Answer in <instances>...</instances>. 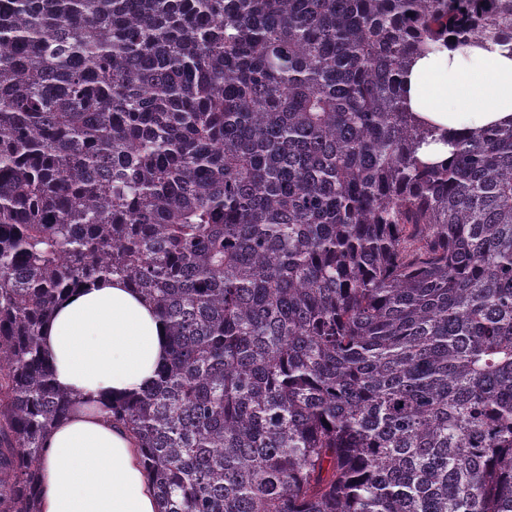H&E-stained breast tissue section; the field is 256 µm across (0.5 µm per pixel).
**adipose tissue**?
I'll list each match as a JSON object with an SVG mask.
<instances>
[{
	"label": "adipose tissue",
	"instance_id": "ef3b65f1",
	"mask_svg": "<svg viewBox=\"0 0 512 512\" xmlns=\"http://www.w3.org/2000/svg\"><path fill=\"white\" fill-rule=\"evenodd\" d=\"M402 85L413 115L438 138L431 162L451 158L452 139L512 124V48L448 43L414 57ZM54 385L99 407L148 386L169 353L154 307L121 280L68 292L42 328ZM40 512H158L151 479L132 439L96 413L56 424L43 442Z\"/></svg>",
	"mask_w": 512,
	"mask_h": 512
}]
</instances>
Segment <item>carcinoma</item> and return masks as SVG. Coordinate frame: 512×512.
<instances>
[{
	"label": "carcinoma",
	"mask_w": 512,
	"mask_h": 512,
	"mask_svg": "<svg viewBox=\"0 0 512 512\" xmlns=\"http://www.w3.org/2000/svg\"><path fill=\"white\" fill-rule=\"evenodd\" d=\"M512 0H0V512H38L43 321L165 322L109 407L160 512H512V126L454 142L413 55Z\"/></svg>",
	"instance_id": "cac0c4a2"
}]
</instances>
